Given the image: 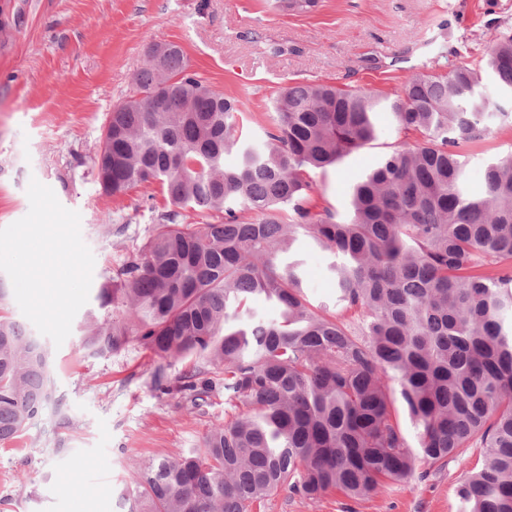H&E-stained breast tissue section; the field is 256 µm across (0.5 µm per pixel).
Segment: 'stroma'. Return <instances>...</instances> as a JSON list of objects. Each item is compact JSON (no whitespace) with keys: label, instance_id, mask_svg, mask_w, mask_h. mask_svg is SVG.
I'll return each instance as SVG.
<instances>
[{"label":"stroma","instance_id":"1","mask_svg":"<svg viewBox=\"0 0 512 512\" xmlns=\"http://www.w3.org/2000/svg\"><path fill=\"white\" fill-rule=\"evenodd\" d=\"M510 33L512 0H323L306 15L263 0H0V276L12 286L0 315L24 324L54 358L51 400L18 438L0 442V512H124L133 463L201 447L232 417L223 393L195 409L179 391L196 360L162 367L135 343L100 357L81 345L100 287L167 204L140 187L103 196L90 173L149 43L180 44L193 70L241 101L256 142L285 85L398 93L412 73L479 63L491 39ZM485 92L501 113L465 148L474 175L512 153V97L491 79ZM377 125L374 145L312 172L316 204L345 211L352 185L401 140L389 115ZM299 253L311 301L333 303L326 253L306 241ZM22 275L34 289H15ZM160 368L165 392L154 384ZM482 462L475 445L440 468L417 464V476L356 502L283 490L251 512H459L458 486Z\"/></svg>","mask_w":512,"mask_h":512}]
</instances>
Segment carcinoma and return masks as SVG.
I'll return each mask as SVG.
<instances>
[{"instance_id": "cac0c4a2", "label": "carcinoma", "mask_w": 512, "mask_h": 512, "mask_svg": "<svg viewBox=\"0 0 512 512\" xmlns=\"http://www.w3.org/2000/svg\"><path fill=\"white\" fill-rule=\"evenodd\" d=\"M271 2L295 15L320 5ZM486 72L512 93V35L492 40L484 66L413 73L393 97L287 85L259 146L241 140L240 100L181 46L135 74L93 176L112 198L158 183L169 207L100 289L82 347L200 358L179 388L195 408L222 388L235 415L200 450L135 464L128 512H250L284 488L358 500L477 442L484 461L458 489L460 512H512V154L484 166L479 194L460 154L496 116ZM381 112L404 139L352 186L345 214L318 208L309 173L375 142ZM187 209L219 222L193 224ZM301 235L334 256L332 307L309 300L287 259ZM255 296L280 319L231 327ZM52 372L50 348L0 316V441L52 398Z\"/></svg>"}]
</instances>
